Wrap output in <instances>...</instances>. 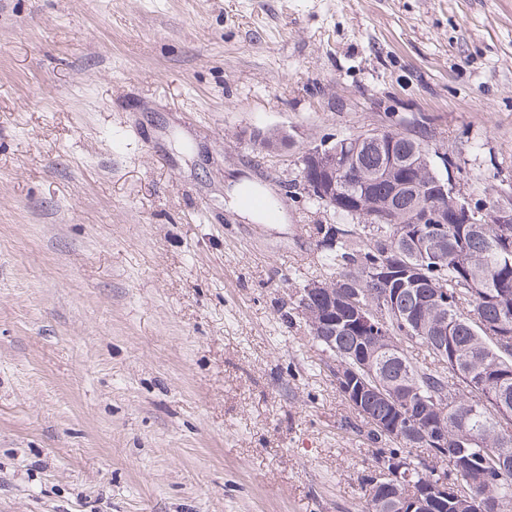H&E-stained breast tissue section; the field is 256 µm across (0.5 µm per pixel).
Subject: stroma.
Masks as SVG:
<instances>
[{
  "mask_svg": "<svg viewBox=\"0 0 512 512\" xmlns=\"http://www.w3.org/2000/svg\"><path fill=\"white\" fill-rule=\"evenodd\" d=\"M372 128L512 192V0H0V512H365L288 185ZM258 192L259 189L248 182L237 184L230 193L231 204L247 219L264 221V224L279 223L278 221H269L263 209H257L248 204L246 201L247 196L257 194Z\"/></svg>",
  "mask_w": 512,
  "mask_h": 512,
  "instance_id": "stroma-1",
  "label": "stroma"
}]
</instances>
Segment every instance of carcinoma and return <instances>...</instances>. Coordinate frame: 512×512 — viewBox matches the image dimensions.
<instances>
[{"label":"carcinoma","instance_id":"carcinoma-1","mask_svg":"<svg viewBox=\"0 0 512 512\" xmlns=\"http://www.w3.org/2000/svg\"><path fill=\"white\" fill-rule=\"evenodd\" d=\"M362 134L340 140L356 153L355 165L347 173L349 182L360 186L354 202L345 195L336 200V212L352 224L336 232L326 230L331 240L323 245L325 260L336 268L323 282V292L310 299L313 315L325 312L326 297L340 295L347 303L379 310L384 297H394V307L383 314L392 335L378 341L361 336L346 313L336 311V326L310 332L334 360L351 367L359 377L366 359L374 361V372L389 396L396 398L401 413L392 411L388 400L366 394L370 414L384 427L400 429L395 437L370 422L366 438L377 449V460L401 455L407 467L382 486H367V512H391L395 499L413 494L420 512H512V347L501 348L488 331L512 334V224H500L494 216L500 200L486 211L475 210L459 200L448 186V197L433 196V169L428 135L409 136L385 131L384 150L359 146ZM408 159V170L425 188L422 200L395 190L393 181L381 175L389 156ZM440 205L448 211L443 225L439 254L421 258L415 240L429 229L415 219L421 206ZM386 209L389 224L370 223L373 209ZM370 231L362 248H355V226ZM408 229L397 235L396 226ZM419 267L421 283L403 286L409 266ZM435 284L448 291V332L434 323L429 305ZM336 335L335 347L323 336ZM426 348L431 361L418 364L408 355L413 346ZM448 397L445 417L428 413L421 424L406 425L415 417L421 399ZM443 435L446 448L433 440ZM472 481L464 492L459 477Z\"/></svg>","mask_w":512,"mask_h":512}]
</instances>
